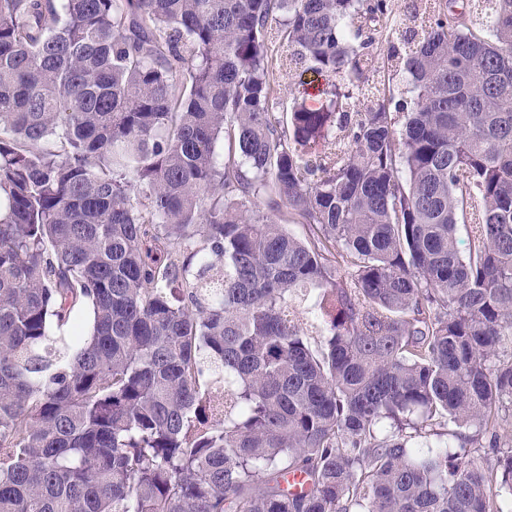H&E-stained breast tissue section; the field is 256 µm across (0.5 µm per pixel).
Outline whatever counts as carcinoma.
Returning a JSON list of instances; mask_svg holds the SVG:
<instances>
[{
    "mask_svg": "<svg viewBox=\"0 0 512 512\" xmlns=\"http://www.w3.org/2000/svg\"><path fill=\"white\" fill-rule=\"evenodd\" d=\"M426 12L0 0V512H512V0ZM286 64L284 67H281L276 74V96L280 101V105L276 110V117L284 122L288 120V112H286V109H289L293 97L291 89L293 92H297L298 88L300 90L302 89V87L299 86L301 82L310 83L317 78L310 72H303V69L300 67L296 68L294 65H288V60Z\"/></svg>",
    "mask_w": 512,
    "mask_h": 512,
    "instance_id": "obj_1",
    "label": "carcinoma"
}]
</instances>
